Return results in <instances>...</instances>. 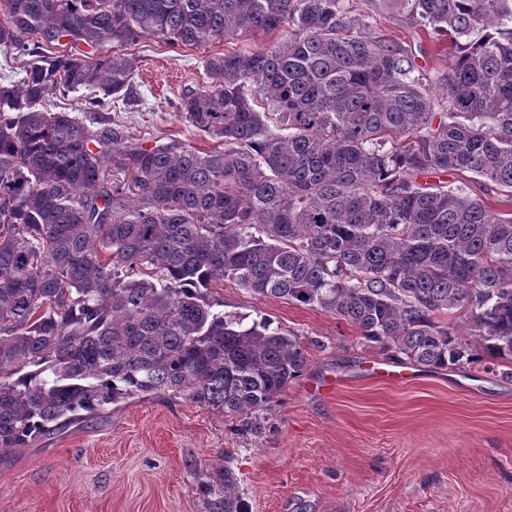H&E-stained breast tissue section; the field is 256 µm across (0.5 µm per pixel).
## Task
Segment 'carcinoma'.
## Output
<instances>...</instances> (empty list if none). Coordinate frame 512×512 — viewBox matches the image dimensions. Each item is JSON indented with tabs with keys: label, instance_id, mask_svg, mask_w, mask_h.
<instances>
[{
	"label": "carcinoma",
	"instance_id": "carcinoma-1",
	"mask_svg": "<svg viewBox=\"0 0 512 512\" xmlns=\"http://www.w3.org/2000/svg\"><path fill=\"white\" fill-rule=\"evenodd\" d=\"M451 41L431 77L345 0H0V466L106 407L190 395L259 435L303 372L297 335L246 322L218 282L335 316L395 359L512 364V0H381ZM180 116L224 148L126 143L48 109L129 99L136 59L41 45L204 46ZM454 175L456 184L427 178ZM465 317V332L436 317ZM224 512H246L224 472ZM94 94L92 90L86 89L78 92H68L61 89L51 98V109L54 112H71V115L84 119L86 108L90 107L88 99L94 97Z\"/></svg>",
	"mask_w": 512,
	"mask_h": 512
}]
</instances>
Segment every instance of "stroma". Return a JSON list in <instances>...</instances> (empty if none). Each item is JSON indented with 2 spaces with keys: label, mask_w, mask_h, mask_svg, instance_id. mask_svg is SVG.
I'll use <instances>...</instances> for the list:
<instances>
[{
  "label": "stroma",
  "mask_w": 512,
  "mask_h": 512,
  "mask_svg": "<svg viewBox=\"0 0 512 512\" xmlns=\"http://www.w3.org/2000/svg\"><path fill=\"white\" fill-rule=\"evenodd\" d=\"M373 35L390 38L427 73L447 70L448 46L375 0H348ZM255 34L203 47L150 38L120 47L136 56L132 107L102 113L127 140L217 142L178 113L204 60L265 50ZM225 310L271 318L308 346V364L278 397L269 427L240 433L237 418L185 395L112 405L66 427L0 467V512H214L232 472L247 512H512V378L485 362L457 369L402 363L347 322L231 281L213 287Z\"/></svg>",
  "instance_id": "1"
}]
</instances>
